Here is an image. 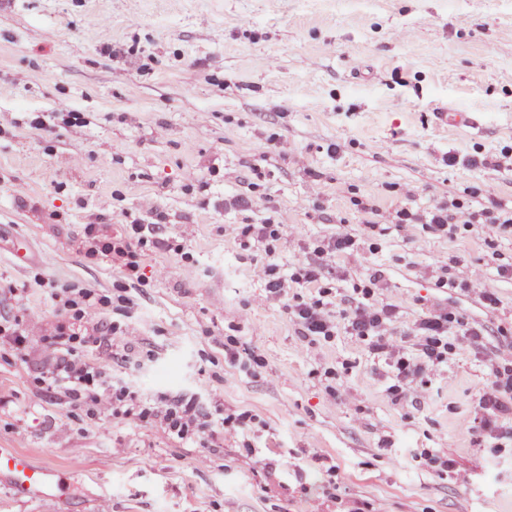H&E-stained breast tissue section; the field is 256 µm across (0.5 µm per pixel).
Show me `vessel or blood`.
<instances>
[{
  "mask_svg": "<svg viewBox=\"0 0 512 512\" xmlns=\"http://www.w3.org/2000/svg\"><path fill=\"white\" fill-rule=\"evenodd\" d=\"M0 482L16 497L31 501L58 496L67 490L65 480L56 470L35 463L14 448L0 447Z\"/></svg>",
  "mask_w": 512,
  "mask_h": 512,
  "instance_id": "obj_1",
  "label": "vessel or blood"
}]
</instances>
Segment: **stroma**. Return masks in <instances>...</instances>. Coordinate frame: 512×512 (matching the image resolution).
<instances>
[{"label": "stroma", "instance_id": "obj_1", "mask_svg": "<svg viewBox=\"0 0 512 512\" xmlns=\"http://www.w3.org/2000/svg\"><path fill=\"white\" fill-rule=\"evenodd\" d=\"M272 139L290 152L260 153ZM505 147L512 0H0V281L26 285L27 314L46 329L48 283L125 292L114 347L130 339L153 360L113 365V376L152 399L255 419L216 448L118 420L98 429L65 396L38 400L33 342L27 357L0 359V446L56 468L69 488L30 502L0 485V512H311L323 479L331 512H512V447L474 423L498 337L438 369L417 407L395 405L384 360L354 339L300 341L251 276L262 252L235 233L272 215L306 242L340 223L359 236L403 203L421 218L484 182L507 210L512 171L446 162ZM146 196L194 259L152 254L151 287L126 289L75 240L83 225L125 223ZM496 259L512 262V234L479 225L449 238L416 224L378 237L371 261L342 256L337 297L373 267L401 330L448 307L507 326L512 281L488 276L494 311L435 285L440 264L459 284ZM228 336L263 356L260 374L225 365ZM327 368L343 369L341 395ZM415 448L453 459L457 475L413 459Z\"/></svg>", "mask_w": 512, "mask_h": 512}]
</instances>
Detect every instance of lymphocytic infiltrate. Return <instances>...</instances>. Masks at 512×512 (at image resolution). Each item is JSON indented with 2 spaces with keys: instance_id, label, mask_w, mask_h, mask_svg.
Here are the masks:
<instances>
[{
  "instance_id": "f902f5d3",
  "label": "lymphocytic infiltrate",
  "mask_w": 512,
  "mask_h": 512,
  "mask_svg": "<svg viewBox=\"0 0 512 512\" xmlns=\"http://www.w3.org/2000/svg\"><path fill=\"white\" fill-rule=\"evenodd\" d=\"M156 214L154 200L142 198L135 217L122 229L113 231L105 224L84 225L77 246L85 258L108 261L121 270L127 281L148 286L151 277L146 273L147 252L183 251L182 245L164 236ZM479 222L511 233L512 211L492 209L478 214L458 199L436 205L427 224L433 231L452 237ZM376 228V222H366L365 237L360 240L345 225H338L331 236L308 243L309 259L286 271L280 267V255L288 244L283 225L268 218L260 224L238 225L236 235L243 249L263 252L264 258L255 264L252 274L269 297L283 301L302 338L312 344L328 343L338 332H346L370 353L384 358L391 369L388 393L392 400L414 406L427 393L431 372L447 363L450 356L478 345L483 333L468 326L456 311L441 309L416 322V351L403 352L394 333L396 309L378 299L381 277L376 273L354 284L353 302L339 307L336 284L345 273L337 260L362 247L375 252ZM50 288L58 322L41 336L46 357L34 378L39 397L62 393L88 420L97 421L105 415L135 427L154 424L169 436L195 442L202 448L212 447L217 439L242 434L251 423L248 413L228 414L217 403L204 407L192 398L152 400L145 398L132 382L113 380L112 337L119 327L105 318L111 297L74 282H54ZM9 293L17 313L7 318L0 316V353L7 357L27 348L34 329L21 316L27 308L26 288L14 285ZM498 333L502 343L496 358L486 365L487 390L480 402L483 414L479 428L497 434L499 439L512 440V430L500 426L501 418L512 413V330L502 327Z\"/></svg>"
}]
</instances>
